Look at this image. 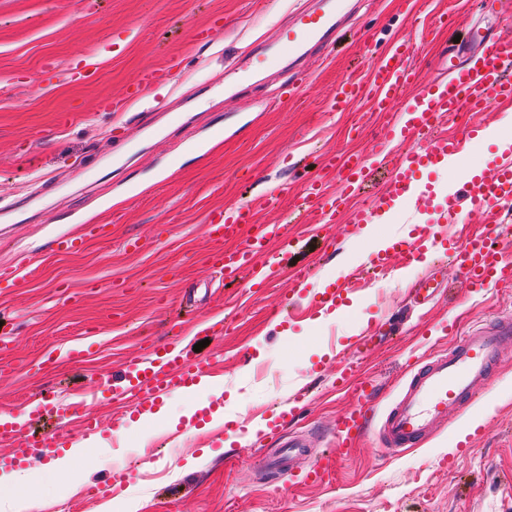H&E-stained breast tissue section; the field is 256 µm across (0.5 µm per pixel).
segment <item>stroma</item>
Wrapping results in <instances>:
<instances>
[{"mask_svg": "<svg viewBox=\"0 0 512 512\" xmlns=\"http://www.w3.org/2000/svg\"><path fill=\"white\" fill-rule=\"evenodd\" d=\"M87 15L82 0H0V265L26 253L38 266L24 288H0V336L12 352L0 357V413L43 397L72 402L94 393L87 408L101 422L99 442L70 470L48 471L56 450L25 465L27 494L43 497L44 512H98L112 500H138L141 512H512V495L499 483L512 472V356L499 366L491 389L479 391L473 410L478 425L462 434L464 417H449L425 443L398 455L384 453L370 435L339 465L333 484L292 487V475L268 482L267 460L281 437L304 436L301 467L335 441L334 424L350 407L336 388V347L388 311L385 337L362 360V371L381 390L376 415L384 417L401 391L415 358L443 349L448 329H467L512 315V287H465L442 244L413 266L384 279L364 274L354 282L355 306L323 318L311 309L297 322L268 319L281 308L293 283L290 270L310 267L307 288L349 278L374 252V238L410 232L402 213L378 225L374 238L350 235L334 225V248H326L306 216L291 211L308 178L321 171L327 153L371 156L377 169L357 203L381 192L399 145L381 146V121L368 101L333 112L329 100L347 76H365L373 56L394 40L419 37L411 59L419 84L440 74V53L472 29L512 35V0H351L354 9L333 45L303 62L305 80L282 104L274 98L288 81V62L270 56L265 70L235 82L231 67L257 41L273 43L306 0H97ZM454 26L435 40L422 39L438 12ZM224 19L213 43H193L189 31L210 17ZM116 52L103 56L102 43ZM176 60L167 82L130 103L104 112L101 98L122 96L144 67ZM93 61L97 82L76 86L62 76L77 61ZM58 76L43 81V65ZM512 102L467 114L439 133L466 134L468 168L499 157V143L512 139ZM224 121L232 135L206 155L186 152L205 127ZM172 164L166 182L157 167ZM455 169L423 173L428 185L416 211L421 223L436 216L455 185ZM260 224H284L297 239L294 254L263 293L244 283L228 284L204 262V219L214 208L259 196ZM112 206L108 236L69 255L47 242L66 230L72 212ZM142 248L126 249L127 239ZM448 271L449 285L424 307L409 289L423 273ZM122 280L119 288L110 287ZM224 320L223 339L202 355L215 359V401L234 428L206 429L210 410L190 423L170 425L160 416L140 421L102 391L101 373L119 372L143 355L152 341L195 345L198 322ZM85 344L98 351L91 365L67 360L66 351ZM303 409L281 436L250 434L255 420L271 421L292 399ZM453 455L449 467L440 459ZM122 484L111 485L114 472Z\"/></svg>", "mask_w": 512, "mask_h": 512, "instance_id": "1", "label": "stroma"}]
</instances>
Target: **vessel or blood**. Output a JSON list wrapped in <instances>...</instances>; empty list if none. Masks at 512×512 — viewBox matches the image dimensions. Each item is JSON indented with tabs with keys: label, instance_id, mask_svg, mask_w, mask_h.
Listing matches in <instances>:
<instances>
[{
	"label": "vessel or blood",
	"instance_id": "b4317fda",
	"mask_svg": "<svg viewBox=\"0 0 512 512\" xmlns=\"http://www.w3.org/2000/svg\"><path fill=\"white\" fill-rule=\"evenodd\" d=\"M346 0H312L309 7L293 13L276 42L280 50L302 56L311 47L327 45L336 34ZM416 43L403 38L369 65L367 78L347 77L329 102L333 112L346 111L361 99H368L378 115L384 116L386 139L403 145L386 188L366 206L352 207V192L368 181L373 166L358 153L329 154L322 164L324 175L310 179L301 197V205L316 229L346 219L348 224H372L397 202H413L421 193L416 176L423 171L439 172L449 159L462 155L464 142L456 137L437 134L440 123L459 120L464 113L485 111L491 101L512 100V37L481 36L477 47L449 45L445 64L447 76L437 78L416 95L408 90L416 82L417 72L410 64ZM169 66L143 69L127 87L123 96L104 100L112 112L124 111L128 103L145 91L167 80ZM337 180L330 189L329 180ZM480 207H501L512 203V159L503 158L478 175L463 178L462 194L449 195L432 224L413 225L408 236L389 240L374 252L373 268L388 269L392 257L416 262L423 250L446 236L448 225L458 223L463 202ZM255 207L250 203L231 204L211 210L206 217L205 235L209 242L207 263L219 270L225 281L233 283L248 274L247 286L257 292L279 274L278 251H290L293 239L284 225H258ZM108 233L96 219L76 217L73 230L54 235L48 247L58 254L77 251L90 237ZM449 250L456 259L466 287L484 288L500 281H512V263L506 262L499 248L493 247L486 234L470 233L451 240ZM37 273L31 259H23L1 279L13 288L21 287ZM296 282L290 300H302L318 308L340 305L349 294L348 282L310 292L303 284L306 270L294 271ZM512 353V319L482 326L455 336L447 349L417 362L406 381L402 394L385 415L379 438L386 453L423 443L442 426L449 416L465 412L477 387H491L493 366L500 357ZM212 375V361L190 355L187 349L172 350L167 344H151L141 357L129 361L120 381L103 376L115 401L126 407L147 412L164 396L193 389ZM339 386L345 387L352 404L335 422V450L316 457L302 478L303 484H328L341 458L348 455L369 429L374 416L376 387L359 377L355 355L342 358L336 374ZM45 413L78 418L83 435L100 428L98 418L80 413L77 404L45 400ZM28 406H20L12 419L0 423V443L11 447L14 463L28 459L32 448H62L69 441L68 427H61L39 439L26 433Z\"/></svg>",
	"mask_w": 512,
	"mask_h": 512
}]
</instances>
